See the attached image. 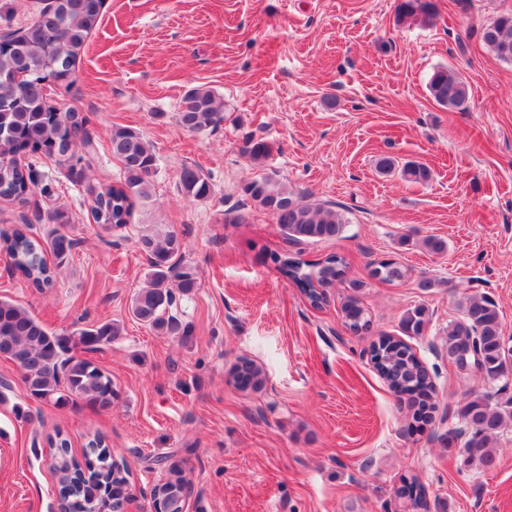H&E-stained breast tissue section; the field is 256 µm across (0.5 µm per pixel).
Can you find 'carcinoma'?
I'll use <instances>...</instances> for the list:
<instances>
[{"instance_id":"obj_1","label":"carcinoma","mask_w":512,"mask_h":512,"mask_svg":"<svg viewBox=\"0 0 512 512\" xmlns=\"http://www.w3.org/2000/svg\"><path fill=\"white\" fill-rule=\"evenodd\" d=\"M103 0H53L36 20L13 41L0 48V198L26 200L47 188L41 185L33 164H23L25 151L57 158L68 175L83 181L86 156L92 141L80 112L64 111L50 97L52 85L70 82L75 65L84 52L88 38L102 18ZM437 16L432 0H401L397 20L415 19L427 25ZM484 44L504 62H512V15H504L482 28ZM432 100L448 110L460 109L468 101L469 87L458 71L440 66L427 82ZM223 102L212 90L193 88L183 98L177 113L178 124L191 133L216 127L222 120ZM112 154L122 164L123 181L117 185H87L93 221L108 232L129 222L135 200L152 197L157 172L156 154L143 136L123 126L112 128ZM243 153L250 161L263 164L271 155L269 144L260 139L246 141ZM377 166L384 174H396L402 180L424 183L431 177L423 163L400 162L383 157ZM183 193L194 200L209 197L211 185L195 167L185 166L179 174ZM243 194L270 214L286 238L296 244L319 242L338 237L346 224L344 215L334 207L310 202L289 190L271 175L246 181ZM139 249L147 256V285L132 299L131 314L140 323L168 336L186 339L193 328L171 313L176 296L187 295L198 287L195 265L183 257V239L172 230L141 236ZM75 247L74 240L55 229L44 241L27 236L22 230L0 231V250L5 251L13 269L31 287L43 291L54 285V269L63 267ZM271 263L304 293L310 304L321 307L327 289L344 275L345 259L331 254L318 262L272 252ZM372 276L385 281H400L403 269L391 262L382 263ZM462 317L448 324L446 350L448 360L459 364L463 353H479V364L470 367L489 379L512 373V359L504 352L502 318L495 303L484 295L472 294L462 303ZM345 327L353 332L367 329L369 320L354 296L341 308ZM429 323L427 310L416 307L402 319L403 330L420 335ZM121 335L120 326L104 321L70 333H53L24 308L0 300V357L12 362L20 373L27 396L39 404L57 407L85 403L93 408L112 406V378L94 355L112 346ZM375 367L388 387L404 393L412 387L434 389L429 371L404 342L390 337L374 346ZM237 386H263L260 366L243 359L231 370ZM465 429L448 436L453 441L465 436L463 451L482 467L496 463L495 439L500 429L512 421V397L494 399L490 392L471 395L462 409ZM56 453L52 464L57 476L58 497L69 512H119L128 489L127 470L114 463L112 451L104 439L88 441L90 452L84 464L69 456V441L56 432ZM167 481L160 486L176 512H183L189 484L182 470L172 465Z\"/></svg>"}]
</instances>
